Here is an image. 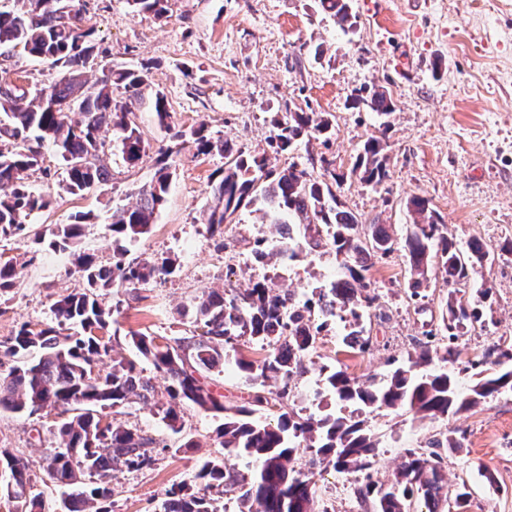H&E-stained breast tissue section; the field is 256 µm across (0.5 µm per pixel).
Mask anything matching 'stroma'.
<instances>
[{"mask_svg": "<svg viewBox=\"0 0 512 512\" xmlns=\"http://www.w3.org/2000/svg\"><path fill=\"white\" fill-rule=\"evenodd\" d=\"M86 24L115 66L151 64L150 78L131 110L150 148L137 167H126L111 133H102L108 181L76 197L63 187L65 173L51 144H44V167L32 172L30 184L49 205L32 215L35 228L70 223L87 214L82 251L108 267L116 244L110 230L113 209L132 206L140 187L151 181L161 149L175 135L199 126L213 137H231L239 147L265 153L269 164H290L322 179L333 166L344 180L332 191L344 209L361 223L391 225L396 238L410 228L408 200H429L458 244L483 242L495 254L492 266L475 268L470 278L491 289L484 326L458 343L460 362L476 360L465 379L495 371L481 356L494 337L512 339V0H351L353 29L343 30L316 13L313 0H172L166 18L135 15L127 0H85ZM322 58H315V48ZM29 88L51 85L58 70L23 51L0 54V69ZM384 87L395 110L380 118L365 109L349 108L350 98L365 87ZM163 92L170 113L160 126L154 95ZM303 110L327 115L336 127L330 141L310 139L294 150L275 154L269 141L274 118ZM386 143L387 177L366 187L349 172L370 136ZM223 155L197 153L184 146L169 159L173 173L166 201L150 232L125 242L127 259H172L171 275L138 286L134 294L112 290L99 300L112 311L109 334L116 351L127 352L126 336L143 331L158 339L189 335L193 328L183 308L207 289L246 288L279 273V285L299 298L333 280L339 270L330 249L280 259L278 267L255 266L252 250L258 239L275 245L279 238L260 212L247 206L230 224L211 232L207 223L211 187L223 169ZM0 258L14 259L20 275L8 299L0 300V341L27 322L52 325L50 306L62 294L83 290L86 282L69 253L33 248L21 241H0ZM368 277L378 298L369 309L366 329L372 338L367 352L342 344V327L322 333L307 360L305 373L290 382V403L316 416L334 411L324 394L322 367L343 363L362 380L386 379L389 358L407 363L426 331L438 329L448 289L440 275L431 278L424 305L406 298L408 263L403 249L376 259ZM155 387V405L132 402L119 408L116 421L166 441L154 469L116 472L112 481L115 512H153L166 489L190 480L197 464L224 456L216 440L220 424L211 413L188 406L182 431L175 434L157 409L166 398V380L153 365L138 362ZM53 410L41 417L0 411V448L27 460L37 488L49 503L61 490L41 467L42 454L53 440ZM377 441L374 470L389 481L404 449L426 448L450 430L464 431L463 448L448 453L449 488L467 484L470 512H512V464L500 456L512 444V392L458 415L418 419L406 412L377 411L366 417Z\"/></svg>", "mask_w": 512, "mask_h": 512, "instance_id": "35a3bbf8", "label": "stroma"}]
</instances>
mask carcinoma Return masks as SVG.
<instances>
[{"mask_svg":"<svg viewBox=\"0 0 512 512\" xmlns=\"http://www.w3.org/2000/svg\"><path fill=\"white\" fill-rule=\"evenodd\" d=\"M133 11L161 18L169 12V0H127ZM317 9L346 30L353 26L349 0H315ZM20 8L0 11V48H21L25 53L52 61L59 68L56 82L30 91L3 71L0 76V239L22 238L33 245L48 243L52 250L68 251L88 288L59 296L51 305L55 325L34 331L24 323L0 342V410L27 417L45 407L55 408L61 419L54 431V446L43 456V469L56 486L64 489L61 512H111L114 472L151 469L159 442L137 429L112 420L103 427V410L119 408L135 400L154 398L151 380L137 369L139 359L151 362L168 382V400L160 406L162 420L175 433L182 431L181 412L193 405L222 416L217 429L219 445L234 462L210 458L201 462L192 483L172 486L155 512H219L213 491H236L240 512H329L318 495L316 472L331 467L339 473H358L361 485L353 489L365 512H439L442 499H451L457 512L469 506L470 492L461 485L449 494L443 473L442 451L460 447L450 433L430 448H407L404 462L385 484L374 477L377 443L365 428L364 415L373 411L405 410L420 419H439L468 411L501 394L512 392V344L488 349L500 369L473 382L467 391L458 375L446 367L458 358L457 342L477 324L482 313L448 292L442 314L444 334L425 335L411 364L396 368L388 379L365 382L350 376L341 366L322 369L324 381L338 409L318 418L302 416L284 405L288 382L305 373L308 356L318 337L338 319L346 331L343 343L360 352L370 348L363 317L376 296L366 273L373 260L391 253L396 239L392 225L362 224L341 209L329 184L309 177L291 164L275 171L267 157L237 147L226 137L213 139L204 127L177 134V143L161 153L151 182L139 191V201L112 212V237L136 240L147 234L165 201L172 180L168 158L184 145L200 154L224 155V170L212 184L207 223L213 229L229 224L243 205L260 203L263 222L276 228L291 227L293 235L280 237V247L257 242L255 252L270 260L288 253L293 260L303 249L329 248L340 259V272L326 286L316 287L301 300L279 288L272 279L257 281L242 291H205L193 310L194 331L164 343L143 332H130L133 357L112 359L103 373L99 363L113 351L106 337L111 312L98 301V291H132L159 274L173 272V262L127 261L118 252L112 267L95 264L94 257L79 249L85 216L50 229V240L28 235L26 221L47 207L44 197L32 190L30 172L40 167L41 147L51 143L65 166V186L82 195L107 180L103 162V128H112L113 141L130 167L146 155L149 145L130 119L132 101L141 93L149 66L139 69L114 67L107 81L86 78L98 66L94 30L84 25V0H18ZM352 107L388 117L394 110L391 95L382 87L364 89L352 98ZM277 130L270 142L274 152L292 149L305 138L330 139L335 134L331 119L317 112H289L274 120ZM385 143L369 137L358 153L351 175L374 186L387 174ZM412 215L403 249L409 265V298H427L428 273H439L453 287L467 283L470 269L493 264L487 247L474 240L466 248L448 239L445 225L427 199L407 203ZM18 277L17 265L0 263V299L8 296ZM266 352L260 362L243 356L234 359L246 378L265 383L283 381L276 392L254 393L248 406H224L202 375L224 367V349L236 350L243 338ZM280 406L276 423L255 417L261 409ZM9 480L0 494L13 503L14 512H46L42 493L35 484L28 461L0 448V471ZM257 502L259 509L252 508Z\"/></svg>","mask_w":512,"mask_h":512,"instance_id":"obj_1","label":"carcinoma"}]
</instances>
